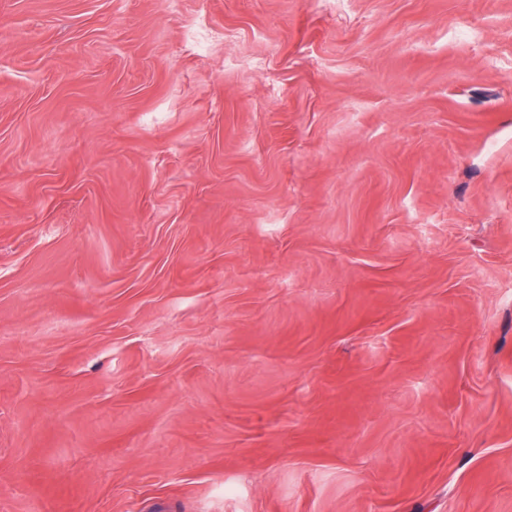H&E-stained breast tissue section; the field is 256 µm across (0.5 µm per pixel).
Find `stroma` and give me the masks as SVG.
Listing matches in <instances>:
<instances>
[{
	"label": "stroma",
	"mask_w": 512,
	"mask_h": 512,
	"mask_svg": "<svg viewBox=\"0 0 512 512\" xmlns=\"http://www.w3.org/2000/svg\"><path fill=\"white\" fill-rule=\"evenodd\" d=\"M0 512H512V0H0Z\"/></svg>",
	"instance_id": "stroma-1"
}]
</instances>
